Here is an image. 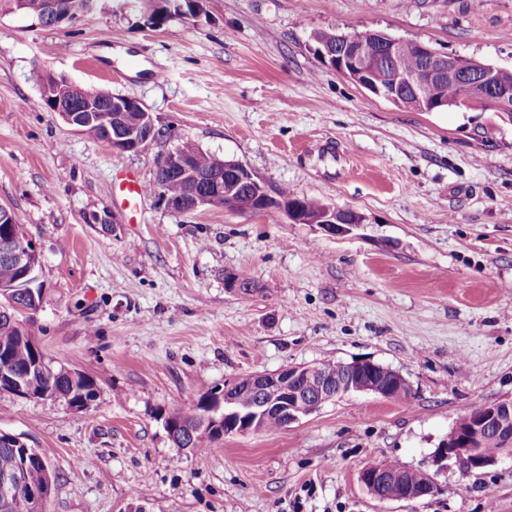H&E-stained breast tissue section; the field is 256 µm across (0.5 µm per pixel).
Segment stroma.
I'll use <instances>...</instances> for the list:
<instances>
[{"instance_id": "stroma-1", "label": "stroma", "mask_w": 512, "mask_h": 512, "mask_svg": "<svg viewBox=\"0 0 512 512\" xmlns=\"http://www.w3.org/2000/svg\"><path fill=\"white\" fill-rule=\"evenodd\" d=\"M380 30L512 69V0H202L153 28L130 0L45 27L0 14V206L41 246L35 338L87 373L89 408L0 391V431L52 464L48 512H512V458L435 495L375 500L369 463L427 470L475 403L512 399V124L396 106L336 73L316 31ZM48 70L137 98L163 135L113 150L41 104ZM192 143L270 190L360 213L329 236L273 212L112 208L124 172ZM111 209L109 229L86 215ZM256 279L249 296L224 274ZM398 371L410 399L353 394L281 431L180 454L163 415L255 371L321 360Z\"/></svg>"}]
</instances>
